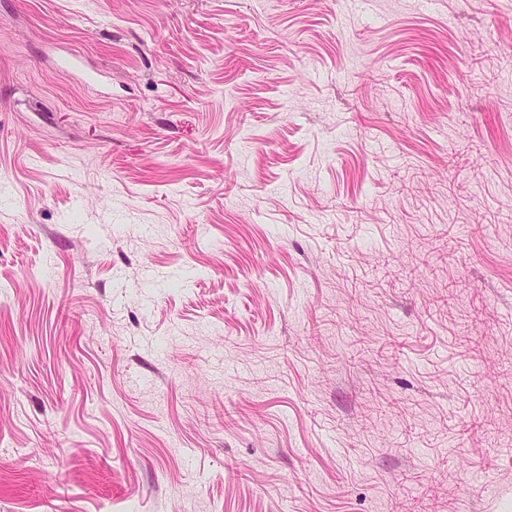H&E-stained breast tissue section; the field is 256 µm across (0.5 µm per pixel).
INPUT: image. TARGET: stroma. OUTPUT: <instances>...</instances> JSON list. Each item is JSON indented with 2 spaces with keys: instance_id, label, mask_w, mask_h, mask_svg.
Masks as SVG:
<instances>
[{
  "instance_id": "stroma-1",
  "label": "stroma",
  "mask_w": 512,
  "mask_h": 512,
  "mask_svg": "<svg viewBox=\"0 0 512 512\" xmlns=\"http://www.w3.org/2000/svg\"><path fill=\"white\" fill-rule=\"evenodd\" d=\"M398 497L512 512V0H0V512Z\"/></svg>"
}]
</instances>
